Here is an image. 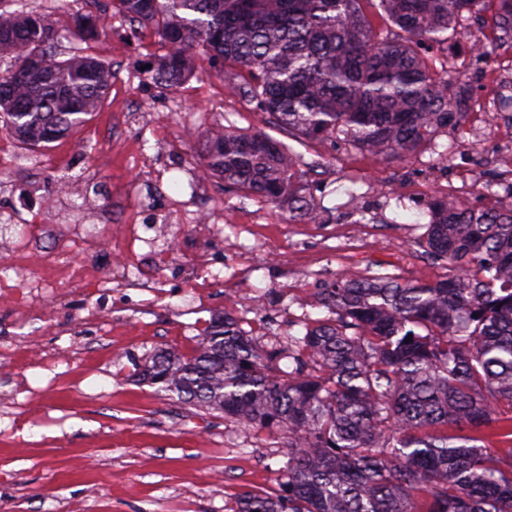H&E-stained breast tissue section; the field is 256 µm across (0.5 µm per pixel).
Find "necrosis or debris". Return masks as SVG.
Masks as SVG:
<instances>
[{
	"instance_id": "necrosis-or-debris-1",
	"label": "necrosis or debris",
	"mask_w": 512,
	"mask_h": 512,
	"mask_svg": "<svg viewBox=\"0 0 512 512\" xmlns=\"http://www.w3.org/2000/svg\"><path fill=\"white\" fill-rule=\"evenodd\" d=\"M20 222V216L12 212L0 213V244L19 258L10 274H0V305L10 308L15 327L43 324L48 330H55L61 325L58 308L73 304L83 332L108 336L113 323L128 317L126 308L112 302L113 288L147 292L155 297L165 293L157 279H133L128 275L129 268L139 258L150 255L153 241L145 235L146 225L118 224L109 235L103 236L94 225L82 221L66 232L57 225L42 223L29 225L22 233L16 229ZM45 238L51 241L47 253L37 247L38 241ZM75 252L106 253L111 255L112 264L104 270L91 265L78 273L68 262ZM60 277L72 279L75 298L57 292L55 284ZM17 356L29 367L49 372L55 371L64 360L59 349L48 346L43 337L34 334L22 337L17 347L0 344L1 361Z\"/></svg>"
}]
</instances>
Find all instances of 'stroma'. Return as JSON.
I'll use <instances>...</instances> for the list:
<instances>
[{
	"label": "stroma",
	"instance_id": "stroma-1",
	"mask_svg": "<svg viewBox=\"0 0 512 512\" xmlns=\"http://www.w3.org/2000/svg\"><path fill=\"white\" fill-rule=\"evenodd\" d=\"M84 52L112 64L114 77L99 112L62 140L43 148L39 180L26 169L0 168V210L38 214L41 198L71 175L75 199L100 218L103 233L134 220L158 224L184 252L206 251L212 263L205 312L181 315L193 286L181 267L155 256L147 269L169 297L152 314L112 326L111 337L87 336L78 326L49 334L69 351L56 380L25 370L41 390L32 406H0V512H230L246 489L276 492L282 481L281 443L266 432L183 404L139 380L145 360L174 348L191 354L209 321L239 319L250 335L278 345L298 334L301 316L318 319L321 288L346 274L389 272L400 282L433 283L448 276L446 262L419 246L434 197L455 195L469 206L493 208L504 193L499 172L512 168V50L501 47L491 13L462 23L447 46L425 54L430 71L449 70L471 90L467 115L433 134L409 159L375 158L344 143L298 146L299 181L330 212L320 224H293L272 205L228 192L203 174L198 154L214 128L271 132L266 114L232 93L217 64L203 60L180 88H161L143 72L165 47L152 30L107 19ZM122 141L100 138L108 126ZM97 174L86 183L82 171ZM367 213L355 220L352 195ZM214 205L218 231L202 234L171 209L192 197ZM251 255L238 270L237 252Z\"/></svg>",
	"mask_w": 512,
	"mask_h": 512
}]
</instances>
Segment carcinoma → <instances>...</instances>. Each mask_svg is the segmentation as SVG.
Instances as JSON below:
<instances>
[{"mask_svg": "<svg viewBox=\"0 0 512 512\" xmlns=\"http://www.w3.org/2000/svg\"><path fill=\"white\" fill-rule=\"evenodd\" d=\"M0 0V126L30 150L70 134L112 83L97 56L59 52L56 21ZM485 0H379L377 34L361 0H105L71 17L69 36L97 39L120 15L151 27L168 52L145 74L176 88L197 60L288 138L340 141L403 161L437 130L465 89L431 74L426 44L448 42ZM495 23L512 48V0ZM247 69L241 80L237 70ZM297 154L265 132H209L210 177L307 224L326 210L294 187ZM420 247L452 274L425 284L387 273L341 275L318 294L328 312L273 347L219 316L191 356L161 351L141 380L188 405L281 436L284 485L240 492L233 512H512V202L490 210L433 199ZM502 445L490 452V438Z\"/></svg>", "mask_w": 512, "mask_h": 512, "instance_id": "1", "label": "carcinoma"}]
</instances>
